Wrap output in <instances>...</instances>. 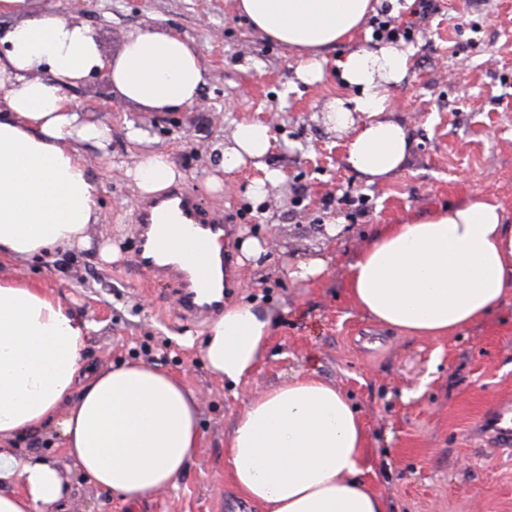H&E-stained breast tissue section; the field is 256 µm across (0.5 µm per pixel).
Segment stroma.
Returning <instances> with one entry per match:
<instances>
[{"label": "stroma", "mask_w": 512, "mask_h": 512, "mask_svg": "<svg viewBox=\"0 0 512 512\" xmlns=\"http://www.w3.org/2000/svg\"><path fill=\"white\" fill-rule=\"evenodd\" d=\"M433 3L423 19L419 0L379 14L413 28L410 71L390 96L414 151L397 176L369 185L344 162L346 134L329 129L322 114L349 93L335 59L377 44L372 23L327 51L320 80L300 84L294 52L256 33L237 0H35L80 17L104 57L116 56L130 32L154 28L194 39L204 68L198 100L173 112L126 105L96 75L70 89L83 111L112 129L107 153L84 151L100 184L91 246L53 264L0 260L1 278L38 282L92 323L86 366L145 361L198 397L201 440L188 474L136 502L76 477L58 440H18L16 453L39 452L71 480L64 512H259L231 486L224 436L252 394L303 375L350 398L367 434L363 478L389 512H512V452L498 450L480 423L496 402L512 399V295L456 334L424 337L376 323L347 288L349 264L381 225L476 193L496 200L512 224V0ZM130 121L146 132L145 142L127 139ZM240 121L270 127V163L283 173L260 202L249 195L259 170L222 168L224 141ZM146 151L168 155L207 209L264 247L258 260L239 266V286L226 299L256 303L274 321L256 372L239 387L206 369L198 343L209 322L180 318L176 283L149 284L148 274L126 264L137 241L139 194L125 170ZM213 177L221 189L211 187ZM332 222L333 236L326 232ZM105 244L117 249L116 261H101ZM316 257L328 262L322 276L292 278L298 261Z\"/></svg>", "instance_id": "stroma-1"}]
</instances>
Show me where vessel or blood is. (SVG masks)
Here are the masks:
<instances>
[{
    "mask_svg": "<svg viewBox=\"0 0 512 512\" xmlns=\"http://www.w3.org/2000/svg\"><path fill=\"white\" fill-rule=\"evenodd\" d=\"M137 223L138 245L130 267L175 281L183 319L201 320L222 312L223 272L196 269L189 259L232 237L234 227L225 223L223 213L207 210L195 191L177 184L144 200ZM483 424L500 447H512V401L497 404Z\"/></svg>",
    "mask_w": 512,
    "mask_h": 512,
    "instance_id": "vessel-or-blood-1",
    "label": "vessel or blood"
}]
</instances>
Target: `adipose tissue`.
Returning <instances> with one entry per match:
<instances>
[{
	"label": "adipose tissue",
	"instance_id": "1",
	"mask_svg": "<svg viewBox=\"0 0 512 512\" xmlns=\"http://www.w3.org/2000/svg\"><path fill=\"white\" fill-rule=\"evenodd\" d=\"M380 0H238L261 36L298 52L297 78L322 76V52L349 37ZM0 260L55 261L89 248L98 184L83 151L106 150L110 127L68 95L99 69L117 98L146 112L193 104L204 74L182 36L130 33L104 59L86 23L0 0ZM411 50L393 42L357 46L337 59L352 96L336 98L327 125L349 134L345 160L362 180L400 173L414 141L390 108V89L408 74ZM269 127L236 123L225 171L249 163L262 200L281 179L267 160ZM139 193L180 178L163 154L138 155L126 170ZM353 304L375 322L414 336H449L497 310L512 294V224L499 204L471 196L425 218L386 224L349 264ZM92 325L38 283L0 279V512H58L71 487L40 454L15 456L25 435L57 438L74 471L122 501L176 487L200 443L195 393L173 374L134 362L87 372L82 348ZM273 320L250 303L225 308L207 329V368L241 385L256 370ZM366 429L345 393L298 377L250 398L224 438L234 486L262 512H388L361 478Z\"/></svg>",
	"mask_w": 512,
	"mask_h": 512
}]
</instances>
